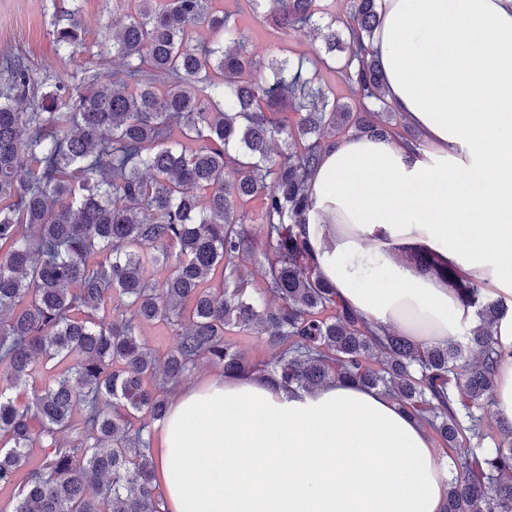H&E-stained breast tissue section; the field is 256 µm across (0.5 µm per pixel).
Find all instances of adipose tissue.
<instances>
[{
    "instance_id": "ef3b65f1",
    "label": "adipose tissue",
    "mask_w": 512,
    "mask_h": 512,
    "mask_svg": "<svg viewBox=\"0 0 512 512\" xmlns=\"http://www.w3.org/2000/svg\"><path fill=\"white\" fill-rule=\"evenodd\" d=\"M372 46L427 149L339 140L311 179L313 255L375 328L445 343L471 310L398 255L437 252L512 304V0H383ZM497 335L495 411L512 425V315ZM156 456L164 512H444L448 493V458L422 423L340 383L184 385Z\"/></svg>"
}]
</instances>
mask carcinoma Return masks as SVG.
I'll list each match as a JSON object with an SVG mask.
<instances>
[{"instance_id": "1", "label": "carcinoma", "mask_w": 512, "mask_h": 512, "mask_svg": "<svg viewBox=\"0 0 512 512\" xmlns=\"http://www.w3.org/2000/svg\"><path fill=\"white\" fill-rule=\"evenodd\" d=\"M114 2L129 22L76 83L57 75L41 94L24 55H0V485L27 470L12 512H161L149 428L199 361L255 374L233 340L250 334L275 351L270 385L377 389L466 449L445 512H512V426L483 447L509 307L409 247L402 260L475 321L445 345L380 334L312 255L310 177L329 147L354 135L422 146L372 48L382 0H349L343 15L322 0H244L283 38L312 26L322 40L266 65L222 0ZM66 17L54 39L68 62L79 6ZM254 265L270 303L255 299ZM156 323L173 333L163 354L139 340Z\"/></svg>"}]
</instances>
